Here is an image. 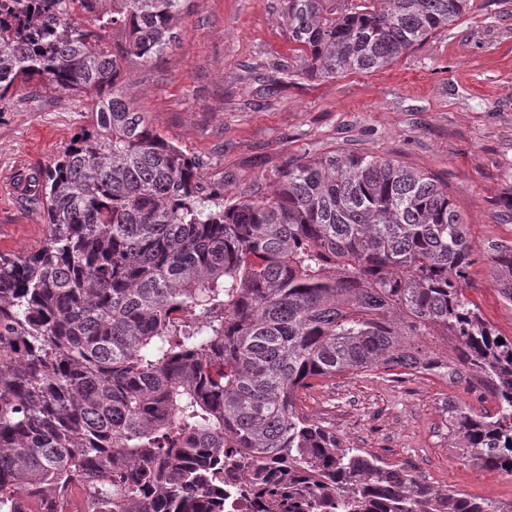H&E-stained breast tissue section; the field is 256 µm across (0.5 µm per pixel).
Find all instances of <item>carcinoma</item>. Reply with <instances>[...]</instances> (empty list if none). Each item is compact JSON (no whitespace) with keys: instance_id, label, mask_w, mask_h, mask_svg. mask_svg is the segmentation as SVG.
I'll return each instance as SVG.
<instances>
[{"instance_id":"carcinoma-1","label":"carcinoma","mask_w":512,"mask_h":512,"mask_svg":"<svg viewBox=\"0 0 512 512\" xmlns=\"http://www.w3.org/2000/svg\"><path fill=\"white\" fill-rule=\"evenodd\" d=\"M187 3L0 0V112L19 84L95 100L29 177L42 247L0 254V512H59L78 484L85 512H225L230 498L505 512L343 445L297 404L338 374L463 372L496 408L448 403V437L512 476V337L466 295L474 246L448 188L335 150L225 202L123 94L127 65L173 44ZM467 4L285 0L284 14L306 71L334 78L392 64ZM492 263L512 304V246Z\"/></svg>"}]
</instances>
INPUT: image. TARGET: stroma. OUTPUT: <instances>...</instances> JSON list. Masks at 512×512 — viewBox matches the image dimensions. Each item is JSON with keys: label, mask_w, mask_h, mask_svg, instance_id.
<instances>
[{"label": "stroma", "mask_w": 512, "mask_h": 512, "mask_svg": "<svg viewBox=\"0 0 512 512\" xmlns=\"http://www.w3.org/2000/svg\"><path fill=\"white\" fill-rule=\"evenodd\" d=\"M128 69L127 99L225 194L267 193L288 161L335 150L392 158L447 184L475 249L468 295L512 336V306L491 270L492 245H512V0H469L457 24L390 66L333 79L304 72L283 0H190L174 44ZM90 106L20 86L0 114V252L42 245L43 208L25 178L53 162L86 125ZM452 401L495 407L437 377L351 374L318 381L298 404L346 446L435 488L512 505L511 476L454 448Z\"/></svg>", "instance_id": "1"}]
</instances>
